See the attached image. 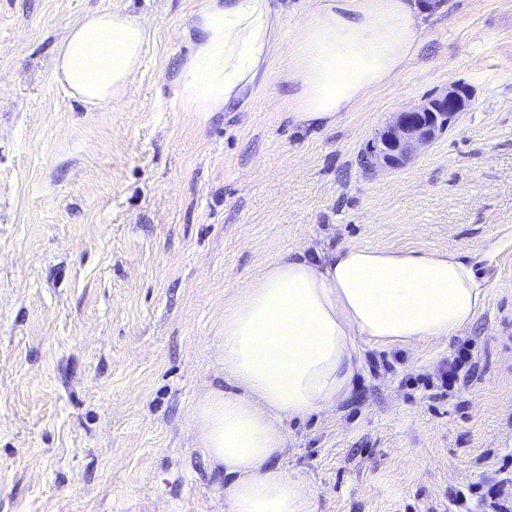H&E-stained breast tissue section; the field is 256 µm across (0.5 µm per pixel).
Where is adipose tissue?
<instances>
[{"label":"adipose tissue","instance_id":"adipose-tissue-1","mask_svg":"<svg viewBox=\"0 0 512 512\" xmlns=\"http://www.w3.org/2000/svg\"><path fill=\"white\" fill-rule=\"evenodd\" d=\"M432 0H318L289 39L288 117L333 127L388 82L421 45ZM173 85L183 111L208 115L249 101L280 34L270 0H201ZM146 26L109 10L86 14L63 37L55 80L97 109L127 96ZM485 299L474 266L444 251L344 245L288 253L246 278L224 303L218 363L225 387L192 411L195 438L224 475L227 512H315L313 486L284 469L282 421L349 399L366 372L364 344L411 347L460 335Z\"/></svg>","mask_w":512,"mask_h":512}]
</instances>
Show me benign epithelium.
Segmentation results:
<instances>
[{"label": "benign epithelium", "mask_w": 512, "mask_h": 512, "mask_svg": "<svg viewBox=\"0 0 512 512\" xmlns=\"http://www.w3.org/2000/svg\"><path fill=\"white\" fill-rule=\"evenodd\" d=\"M470 98L463 85H453L419 105L399 112L368 141L370 169L390 170L403 166L446 131Z\"/></svg>", "instance_id": "7a95c632"}]
</instances>
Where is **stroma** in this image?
Here are the masks:
<instances>
[{"instance_id":"obj_1","label":"stroma","mask_w":512,"mask_h":512,"mask_svg":"<svg viewBox=\"0 0 512 512\" xmlns=\"http://www.w3.org/2000/svg\"><path fill=\"white\" fill-rule=\"evenodd\" d=\"M199 0H0V512H225L192 410L222 384L224 301L296 251L440 250L476 262L484 305L449 341L365 346L349 399L283 421V467L316 512L512 504V0H436L419 54L340 122L287 117L281 32L247 111L172 103ZM112 9L148 31L135 84L88 109L54 80L67 28ZM454 83L468 109L404 167L366 141ZM472 379L447 388L460 345Z\"/></svg>"}]
</instances>
